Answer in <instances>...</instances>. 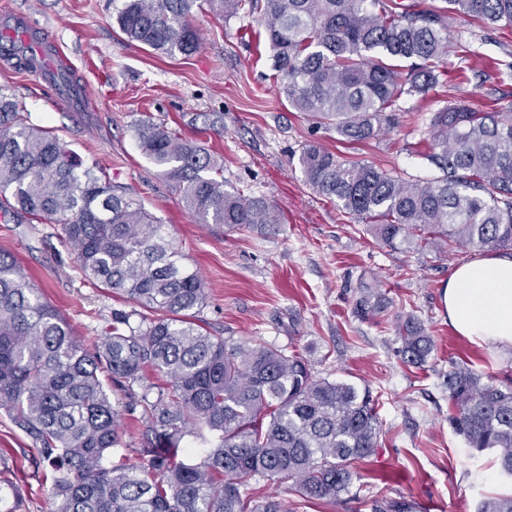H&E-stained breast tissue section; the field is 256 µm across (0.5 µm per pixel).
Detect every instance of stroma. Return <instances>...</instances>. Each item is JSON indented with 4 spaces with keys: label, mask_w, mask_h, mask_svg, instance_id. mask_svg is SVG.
Returning <instances> with one entry per match:
<instances>
[{
    "label": "stroma",
    "mask_w": 512,
    "mask_h": 512,
    "mask_svg": "<svg viewBox=\"0 0 512 512\" xmlns=\"http://www.w3.org/2000/svg\"><path fill=\"white\" fill-rule=\"evenodd\" d=\"M21 16L61 41L87 96L81 107L57 106L47 83L32 81L1 58L0 89L15 95L33 124L129 187L147 212L161 218L185 264L204 279L199 325L237 343L299 350L314 376L354 384L376 404L379 445L360 464L347 502H306L288 483L263 478L251 481L248 495L274 498L297 512H373L380 496L426 500L435 512H476L484 498L512 494V482L500 476L491 455H470L448 422L445 381L453 363L512 374V346L459 336L444 311L452 270L480 259V252L466 248L447 256L388 247L367 225L315 194L298 166L303 146L316 141L408 179L437 177L414 144L428 143L431 116L452 102L486 111L494 98L512 96V30L486 27L474 17L454 20L446 61L460 78L440 81L423 96L402 97L400 125L369 142L344 144L281 95L259 16L222 19L195 11L201 42L188 57L128 42L115 22L113 0H0V28ZM142 119L166 124L205 148L229 185L279 211V229L229 231L197 223L180 192L140 153L136 125ZM55 233L52 224L0 219V252L21 263L75 336L100 335L113 310H132L133 303L84 280ZM364 283L388 299L382 312L368 317L356 309ZM410 312L436 344L422 368L400 354L396 324ZM38 458L32 438L0 410V492L19 499L20 512L54 510V473Z\"/></svg>",
    "instance_id": "stroma-1"
}]
</instances>
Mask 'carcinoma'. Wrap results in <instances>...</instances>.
<instances>
[{"instance_id":"carcinoma-1","label":"carcinoma","mask_w":512,"mask_h":512,"mask_svg":"<svg viewBox=\"0 0 512 512\" xmlns=\"http://www.w3.org/2000/svg\"><path fill=\"white\" fill-rule=\"evenodd\" d=\"M122 0L120 31L153 51L190 56L192 24L206 5L219 17L258 14L288 105L319 128L366 141L400 123L399 99L427 93L446 73L448 32L458 16L512 28V0ZM0 56L32 59L0 41ZM83 88L66 67L52 77ZM421 153L440 172L406 179L340 156L318 142L298 157L304 182L370 225L389 247L413 244L452 254L512 249V100L481 112L464 100L432 116ZM137 144L201 224L230 231L274 229L280 214L262 197L224 181L201 147L164 124H138ZM0 217L56 224L77 269L141 310H112L87 346L43 299L17 259L0 254V409L37 445L56 476L54 512H288L242 492L256 478L287 481L304 500L350 494L355 463L374 454L381 421L351 384L313 376L305 358L267 343L237 344L192 321L204 282L128 187L69 153L30 122L0 89ZM368 291L358 312L377 309ZM404 360L422 367L436 345L408 316L398 325ZM162 382L147 381V371ZM125 405L112 401L110 387ZM449 417L472 455L489 452L512 478V377L454 364ZM145 422L143 462L108 467L124 415ZM208 433L195 459L184 438ZM478 512H512V495L487 497Z\"/></svg>"}]
</instances>
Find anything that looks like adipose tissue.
Segmentation results:
<instances>
[{
	"label": "adipose tissue",
	"mask_w": 512,
	"mask_h": 512,
	"mask_svg": "<svg viewBox=\"0 0 512 512\" xmlns=\"http://www.w3.org/2000/svg\"><path fill=\"white\" fill-rule=\"evenodd\" d=\"M443 302L457 334L474 342L512 346V257L458 266L448 278Z\"/></svg>",
	"instance_id": "1"
}]
</instances>
